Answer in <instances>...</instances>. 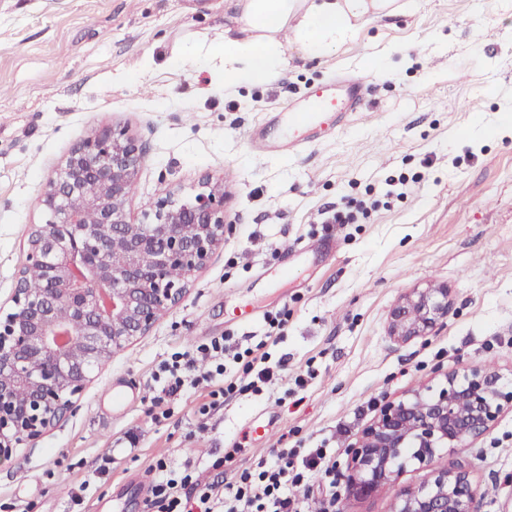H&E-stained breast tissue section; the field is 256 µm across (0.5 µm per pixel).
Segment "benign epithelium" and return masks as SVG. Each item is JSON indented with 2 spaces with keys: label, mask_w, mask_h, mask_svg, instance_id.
I'll return each mask as SVG.
<instances>
[{
  "label": "benign epithelium",
  "mask_w": 512,
  "mask_h": 512,
  "mask_svg": "<svg viewBox=\"0 0 512 512\" xmlns=\"http://www.w3.org/2000/svg\"><path fill=\"white\" fill-rule=\"evenodd\" d=\"M143 149L125 132L96 129L66 158L40 202L47 219L30 225L26 263L12 307L0 310V461L78 407L92 367L139 336L184 298L190 277L224 243V184L208 174L189 198L168 194L135 223L126 205ZM96 187L89 208L85 187ZM39 275L41 293L26 288ZM448 289H414L390 311L393 335L425 338L448 317ZM512 389L490 369L448 373L437 389L387 399L346 448L347 491L392 495V512H477L468 471L436 468L439 452L485 435ZM409 462L430 480L403 487Z\"/></svg>",
  "instance_id": "benign-epithelium-1"
}]
</instances>
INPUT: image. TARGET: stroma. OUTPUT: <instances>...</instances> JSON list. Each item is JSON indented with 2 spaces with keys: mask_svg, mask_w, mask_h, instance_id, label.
Returning a JSON list of instances; mask_svg holds the SVG:
<instances>
[{
  "mask_svg": "<svg viewBox=\"0 0 512 512\" xmlns=\"http://www.w3.org/2000/svg\"><path fill=\"white\" fill-rule=\"evenodd\" d=\"M356 34L310 56L284 27L285 62L267 84L224 87L225 39L249 33L229 0H0V305L10 306L39 198L93 130H125L144 151L127 211L140 221L166 193L187 197L203 175L224 184V245L196 272L179 305L147 335L96 366L78 411L0 461V512H144L156 458L232 480L271 449L328 440L337 472L347 446L384 399L437 386L462 367L512 385V0H393L356 19ZM393 77L374 73L375 61ZM373 76L365 111L295 157L251 153L246 134L289 99L341 72ZM407 178V197L387 182ZM366 202L353 223L334 221ZM447 287L451 308L432 335L398 342L389 312L412 289ZM247 303L255 321L230 313ZM285 367L259 393H236L200 416L206 386L184 392L153 422L158 363L225 336L264 340ZM307 383L297 387L298 373ZM134 402L114 411L113 387ZM143 440L110 476L93 475L118 437ZM242 453L229 455L233 444ZM439 467L467 469L478 512H512V410ZM309 504L390 512L391 496L332 498L329 479Z\"/></svg>",
  "mask_w": 512,
  "mask_h": 512,
  "instance_id": "stroma-1",
  "label": "stroma"
}]
</instances>
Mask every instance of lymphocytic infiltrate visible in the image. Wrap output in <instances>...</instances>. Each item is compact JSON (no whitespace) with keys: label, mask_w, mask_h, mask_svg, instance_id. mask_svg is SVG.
<instances>
[{"label":"lymphocytic infiltrate","mask_w":512,"mask_h":512,"mask_svg":"<svg viewBox=\"0 0 512 512\" xmlns=\"http://www.w3.org/2000/svg\"><path fill=\"white\" fill-rule=\"evenodd\" d=\"M231 362L244 364L251 372L245 388L255 392L270 384L283 368L282 362L272 361L269 352L248 348L233 353L225 338H212L195 351L176 352L160 362L153 374L157 394L151 401V418L168 419L171 398L199 384L210 386L215 401L236 389L237 381L230 378L227 368ZM331 455V449L323 447L275 448L268 459L231 481L212 480L191 468L175 473L159 459L152 465L158 478L145 507L147 512H305L296 492L306 487Z\"/></svg>","instance_id":"lymphocytic-infiltrate-1"}]
</instances>
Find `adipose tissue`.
Here are the masks:
<instances>
[{
    "instance_id": "ef3b65f1",
    "label": "adipose tissue",
    "mask_w": 512,
    "mask_h": 512,
    "mask_svg": "<svg viewBox=\"0 0 512 512\" xmlns=\"http://www.w3.org/2000/svg\"><path fill=\"white\" fill-rule=\"evenodd\" d=\"M252 35L224 42V83L256 85L271 81L281 63L279 32L294 13L302 18L294 36L312 56L326 55L336 42L355 33L353 21L367 11V0H232Z\"/></svg>"
}]
</instances>
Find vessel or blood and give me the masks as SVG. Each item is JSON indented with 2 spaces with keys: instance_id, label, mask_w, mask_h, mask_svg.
<instances>
[{
  "instance_id": "1",
  "label": "vessel or blood",
  "mask_w": 512,
  "mask_h": 512,
  "mask_svg": "<svg viewBox=\"0 0 512 512\" xmlns=\"http://www.w3.org/2000/svg\"><path fill=\"white\" fill-rule=\"evenodd\" d=\"M370 84V77L363 74L341 73L289 100L286 110L275 116L282 127L277 138H269L263 126L252 131L253 152L262 156L299 154L330 121L340 122L362 111Z\"/></svg>"
}]
</instances>
